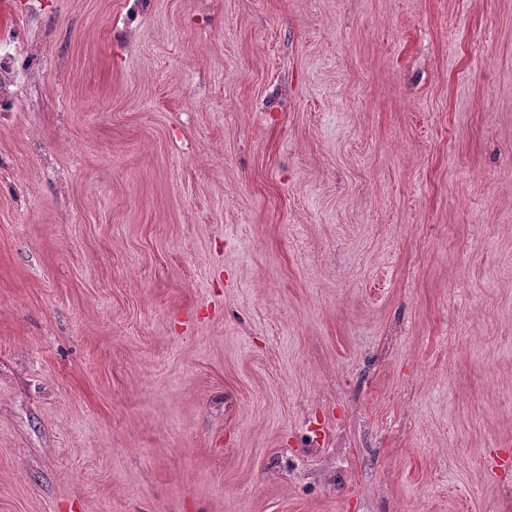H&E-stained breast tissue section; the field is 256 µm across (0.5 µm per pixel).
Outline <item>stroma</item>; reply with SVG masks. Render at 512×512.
<instances>
[{"label":"stroma","instance_id":"1","mask_svg":"<svg viewBox=\"0 0 512 512\" xmlns=\"http://www.w3.org/2000/svg\"><path fill=\"white\" fill-rule=\"evenodd\" d=\"M0 512H512V0H0Z\"/></svg>","mask_w":512,"mask_h":512}]
</instances>
